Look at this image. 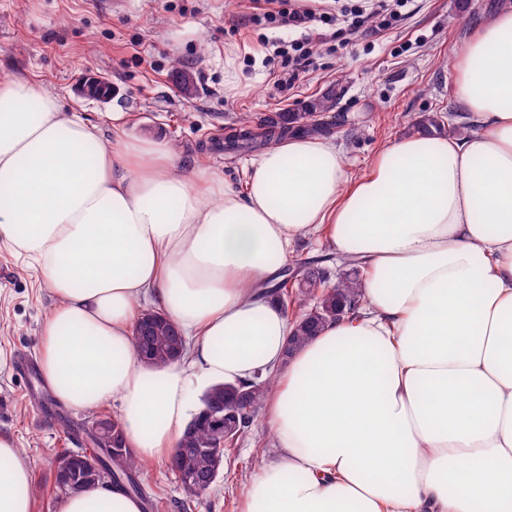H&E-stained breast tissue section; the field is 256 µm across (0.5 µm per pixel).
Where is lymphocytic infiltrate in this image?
Instances as JSON below:
<instances>
[{
    "instance_id": "lymphocytic-infiltrate-1",
    "label": "lymphocytic infiltrate",
    "mask_w": 512,
    "mask_h": 512,
    "mask_svg": "<svg viewBox=\"0 0 512 512\" xmlns=\"http://www.w3.org/2000/svg\"><path fill=\"white\" fill-rule=\"evenodd\" d=\"M409 0H249L245 21L258 31V43L276 85L294 83L315 64L316 49L335 36L350 43L381 37L404 20Z\"/></svg>"
}]
</instances>
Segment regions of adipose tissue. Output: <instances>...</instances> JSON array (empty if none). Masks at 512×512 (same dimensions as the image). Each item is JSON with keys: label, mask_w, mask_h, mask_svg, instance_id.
I'll return each mask as SVG.
<instances>
[{"label": "adipose tissue", "mask_w": 512, "mask_h": 512, "mask_svg": "<svg viewBox=\"0 0 512 512\" xmlns=\"http://www.w3.org/2000/svg\"><path fill=\"white\" fill-rule=\"evenodd\" d=\"M474 133L396 139L348 180L335 141L291 137L243 190L182 168L167 141L110 133L44 86L0 80V240L52 299L39 367L57 401L117 404L126 444L167 457L207 383L276 374L263 406L280 454L242 512H512V8L454 55ZM358 261L365 299L292 358L263 293L303 239ZM180 363L132 352L144 306ZM33 462L0 434V512H36ZM60 512H141L95 484Z\"/></svg>", "instance_id": "ef3b65f1"}]
</instances>
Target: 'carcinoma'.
I'll list each match as a JSON object with an SVG mask.
<instances>
[{
	"mask_svg": "<svg viewBox=\"0 0 512 512\" xmlns=\"http://www.w3.org/2000/svg\"><path fill=\"white\" fill-rule=\"evenodd\" d=\"M331 108V96L321 98L308 112H281L254 118L245 113L239 117L240 130L228 139L225 149L233 151L251 150L267 146L284 135H309L314 128L308 123L310 113L326 112ZM266 128L264 135L256 137L250 129L251 123ZM348 269L330 280L329 275L315 261L296 259L282 270L281 280L264 287L265 295L276 301L283 312L288 304L299 303L295 315L294 331L287 343L285 359H290L310 338L329 322L338 320L347 313H354L363 302V286L359 270L352 261L345 262ZM139 326L145 335L133 339V353L141 362L163 366L183 357L186 344L173 325L157 310L142 314ZM270 388L268 381H254L246 387L244 399L237 397V385L217 383L202 396L201 405L188 423L176 443L177 450L170 457V468L180 482L187 479L204 480L218 477L224 468V448L230 446L239 434L256 417ZM214 401L224 402V440L213 442L212 421L209 409ZM96 423L102 425L112 436V447L121 451L117 458L98 446L91 439L92 448L81 451L66 450L63 456L70 464L53 473L54 485L63 494L79 491L87 486L110 479L129 494L144 495L138 480L141 463L132 450L126 447L123 424L119 417H100Z\"/></svg>",
	"mask_w": 512,
	"mask_h": 512,
	"instance_id": "1",
	"label": "carcinoma"
}]
</instances>
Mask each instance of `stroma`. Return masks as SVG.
I'll use <instances>...</instances> for the list:
<instances>
[{
    "instance_id": "stroma-1",
    "label": "stroma",
    "mask_w": 512,
    "mask_h": 512,
    "mask_svg": "<svg viewBox=\"0 0 512 512\" xmlns=\"http://www.w3.org/2000/svg\"><path fill=\"white\" fill-rule=\"evenodd\" d=\"M247 0H0V79L27 75L109 129L112 113L129 117L135 136L164 138L182 167L221 170L242 188L251 156L225 150L240 114L303 112L332 94L335 120L323 136L340 146L349 177L411 133L423 115L456 109L453 51L512 0H412L401 27L374 40L320 47L314 68L292 87L272 88L241 25ZM103 78L112 96H85ZM52 298L39 271L0 242V432L16 437L34 463L37 512H59L53 472L64 449L86 445L93 413L59 403L38 368L40 330ZM276 439L257 415L224 451L212 487L189 496L168 460L145 464L139 482L156 512H241L251 476L276 460Z\"/></svg>"
}]
</instances>
